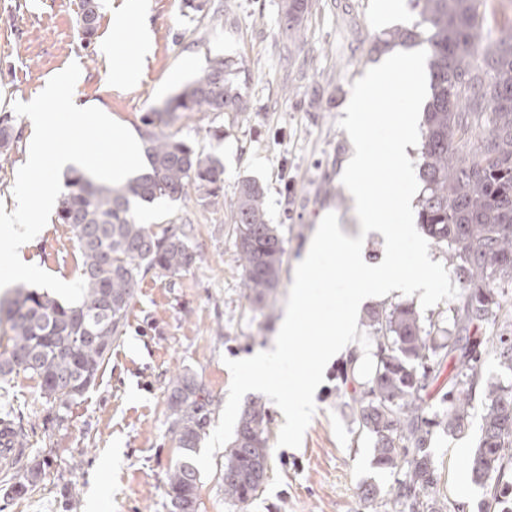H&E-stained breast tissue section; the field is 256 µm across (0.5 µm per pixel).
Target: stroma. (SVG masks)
Here are the masks:
<instances>
[{"label":"stroma","instance_id":"35a3bbf8","mask_svg":"<svg viewBox=\"0 0 512 512\" xmlns=\"http://www.w3.org/2000/svg\"><path fill=\"white\" fill-rule=\"evenodd\" d=\"M131 15L127 0H101L94 42L84 43L78 27L80 0H0V114L33 100L44 83L70 63L82 79L76 105L95 104L135 134L144 113L162 108L209 58H234L236 82L249 111L195 114L170 124L197 150L224 165L225 205L204 207L195 193L181 199L139 204L136 215H150V227L191 224V247L200 256L176 277L149 273L138 285L125 332L96 385L73 405L67 421L47 423L49 406L36 380L15 373L0 379V405L23 415L29 458L46 457L43 479L22 497L9 494L0 478V512H169L167 472L178 456L170 432L167 387L180 371L195 374L214 397L210 426H217L227 400L231 374L225 362L266 345L277 332L294 270L322 217L336 213L342 232L360 233V224L341 182L353 144L338 125L351 86L384 54L389 29L376 23L378 0H307L295 28L284 17L285 0H211V10L183 14L181 0H141ZM136 38L149 29L152 52L138 64L130 82L112 80L116 57L99 42L118 24ZM15 124L20 138L0 161V205L14 210L13 187L30 145L28 117ZM245 179L265 192L267 220L285 241L281 284L264 310L245 297L235 247L230 199ZM20 258L66 282L78 279L80 261L68 225L49 220L19 250ZM334 361L314 395L315 413L299 448L277 447L284 416L267 403L270 443L267 476L248 504L224 498V453L214 454L215 473L202 478L198 512H375L361 491L372 484L390 490L393 473L378 469L368 438L357 437ZM479 422L461 432L438 435L436 495L478 512L483 489L466 467L476 448ZM466 451L449 459V448ZM466 494H459L455 477Z\"/></svg>","mask_w":512,"mask_h":512}]
</instances>
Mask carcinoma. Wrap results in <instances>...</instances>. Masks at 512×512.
Here are the masks:
<instances>
[{"mask_svg": "<svg viewBox=\"0 0 512 512\" xmlns=\"http://www.w3.org/2000/svg\"><path fill=\"white\" fill-rule=\"evenodd\" d=\"M419 6L413 28L391 35L399 43L417 39L427 45L432 94L423 112L418 217L433 242L446 248L464 293L446 319L427 325L411 304L372 310L363 321L373 331L377 362L349 409L371 441L376 466L398 478L386 493L364 488L362 498L382 500L385 512H464L461 503L431 496L439 479L432 447L436 433L459 432L468 424L478 400L481 435L467 466L485 489L479 512H512V385L492 382L482 370V348L490 340L499 366L512 373V313L502 303L504 288L512 287V26L482 47L486 0H419ZM306 8V0H288V29ZM100 9V0H81L83 38L95 35ZM236 74L235 61L217 55L163 111L146 113V172L123 187L97 185L78 170L66 177L56 216L77 242L83 298L65 304L22 285L0 303L12 332L11 347L0 352V377L21 371L37 380L52 425H63L71 407L96 385L141 278L151 271L176 276L197 262L191 225L158 234L138 223L131 202L177 201L192 189L204 205L224 203L223 163L155 128L169 125L179 112L248 111ZM18 139L12 117L0 115L1 158ZM231 207L246 299L262 310L280 286L284 242L267 221L264 190L256 181L241 182ZM495 327L499 333L481 339L483 330ZM449 358L453 373L442 396L447 408L431 414L424 395ZM167 401L177 447L196 453L213 406L210 392L183 372L170 382ZM268 423L266 407L251 402L224 451V498L235 504L248 503L264 482ZM45 466L25 465L10 492L26 494L36 486L29 478L45 474ZM199 481L195 464L178 458L167 473L166 495L180 501L183 512H197Z\"/></svg>", "mask_w": 512, "mask_h": 512, "instance_id": "cac0c4a2", "label": "carcinoma"}]
</instances>
